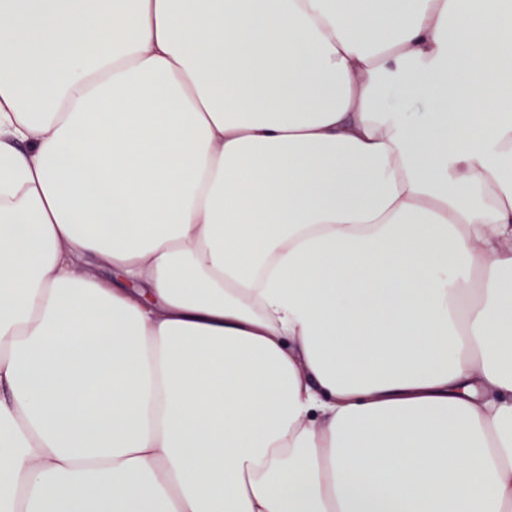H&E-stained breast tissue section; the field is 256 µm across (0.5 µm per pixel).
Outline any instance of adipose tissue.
<instances>
[{"label":"adipose tissue","mask_w":512,"mask_h":512,"mask_svg":"<svg viewBox=\"0 0 512 512\" xmlns=\"http://www.w3.org/2000/svg\"><path fill=\"white\" fill-rule=\"evenodd\" d=\"M0 512H512V0H0Z\"/></svg>","instance_id":"obj_1"}]
</instances>
